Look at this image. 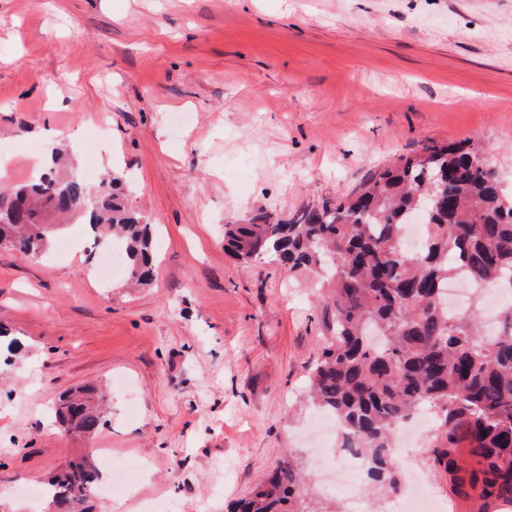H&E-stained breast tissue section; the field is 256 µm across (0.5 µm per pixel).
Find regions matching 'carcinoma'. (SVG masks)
I'll list each match as a JSON object with an SVG mask.
<instances>
[{
    "label": "carcinoma",
    "mask_w": 512,
    "mask_h": 512,
    "mask_svg": "<svg viewBox=\"0 0 512 512\" xmlns=\"http://www.w3.org/2000/svg\"><path fill=\"white\" fill-rule=\"evenodd\" d=\"M122 177L107 170L91 187L64 171L61 154L37 179L0 191V247L39 256L55 228L50 216L88 220L95 246L109 236L126 244L129 279L151 283L153 228L128 209ZM423 208L426 241L401 247L410 212ZM224 249L249 262L267 256L291 269L321 273L329 334L309 375L310 398L331 414L340 439L368 459L376 490L395 491L391 448L396 428L428 407L435 417L434 466L453 490L479 489L480 512H512V300L499 330L482 331L480 302L448 312L445 290L462 274L473 285L506 281L512 294V190L476 145H438L400 160L340 201L325 199L290 222L226 224ZM106 395L93 385L70 391L56 408L69 432L92 436L106 423ZM478 469L466 481L459 442ZM90 460L70 463L47 481L58 512H86ZM296 464L273 470L237 512H338L306 501Z\"/></svg>",
    "instance_id": "1"
}]
</instances>
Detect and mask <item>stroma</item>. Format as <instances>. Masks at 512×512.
<instances>
[{"instance_id":"stroma-1","label":"stroma","mask_w":512,"mask_h":512,"mask_svg":"<svg viewBox=\"0 0 512 512\" xmlns=\"http://www.w3.org/2000/svg\"><path fill=\"white\" fill-rule=\"evenodd\" d=\"M469 139L511 185L512 0H0V188L63 148L80 177L123 173L158 229L136 289L96 276L77 222L68 254L0 248V324L20 342L0 354V512H50L28 487L94 448L137 475L118 512H231L290 460L342 506L309 428L317 278L232 258L224 227L292 218ZM88 381L112 409L83 437L52 409ZM396 465L471 512L427 443Z\"/></svg>"}]
</instances>
